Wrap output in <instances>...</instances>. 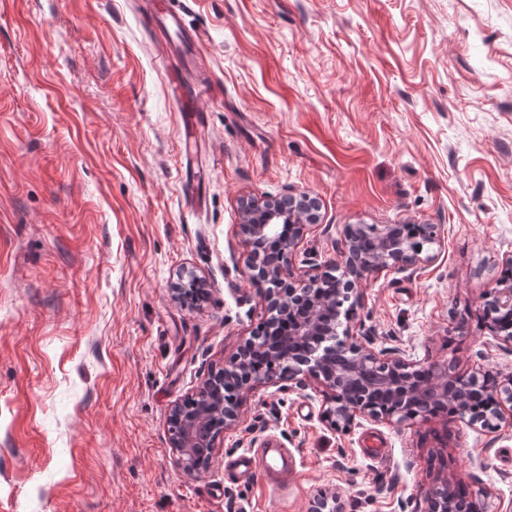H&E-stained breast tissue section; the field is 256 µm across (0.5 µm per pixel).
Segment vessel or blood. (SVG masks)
I'll return each mask as SVG.
<instances>
[{"label": "vessel or blood", "instance_id": "b4317fda", "mask_svg": "<svg viewBox=\"0 0 512 512\" xmlns=\"http://www.w3.org/2000/svg\"><path fill=\"white\" fill-rule=\"evenodd\" d=\"M148 17L150 24L159 30L165 40V53L160 58L162 66L177 64L180 69L193 73L197 83L207 84L209 74L202 60L205 32L188 27L183 11L176 8L172 0H152ZM177 103L180 110L187 113L191 123L189 135L182 144L183 153L189 158L196 149L201 114L195 97L188 91L179 92ZM235 464L240 474L260 480L273 489L286 487L296 472L295 458L273 440L267 441L261 448L241 455Z\"/></svg>", "mask_w": 512, "mask_h": 512}]
</instances>
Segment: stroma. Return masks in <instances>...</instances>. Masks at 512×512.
<instances>
[{"label":"stroma","mask_w":512,"mask_h":512,"mask_svg":"<svg viewBox=\"0 0 512 512\" xmlns=\"http://www.w3.org/2000/svg\"><path fill=\"white\" fill-rule=\"evenodd\" d=\"M205 31V163L144 0H0V512H423L466 486L512 512V424L324 417L322 387H260L185 476L169 412L266 318L241 202L321 203L295 270L340 258L347 224H436L432 262L368 277L353 323L374 350L512 376L484 295L512 257V0H174ZM209 282L172 300L182 267ZM276 437L275 490L230 463ZM420 495L428 512H478L482 509L475 498L467 496L461 500L455 496L447 478L420 488Z\"/></svg>","instance_id":"35a3bbf8"}]
</instances>
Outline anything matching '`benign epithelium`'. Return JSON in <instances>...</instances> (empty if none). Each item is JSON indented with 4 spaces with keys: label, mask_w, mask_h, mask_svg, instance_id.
<instances>
[{
    "label": "benign epithelium",
    "mask_w": 512,
    "mask_h": 512,
    "mask_svg": "<svg viewBox=\"0 0 512 512\" xmlns=\"http://www.w3.org/2000/svg\"><path fill=\"white\" fill-rule=\"evenodd\" d=\"M241 233L249 243L269 237L275 225L286 223L291 232L278 241L267 262L251 264L252 277L267 281L258 289L266 304V319L260 329L244 339L233 360L224 369L206 377L190 399L198 411L185 418L181 405H174L169 420L182 426L171 435L176 463L187 475L202 477L210 468L217 437L208 432L206 421L224 418V429L234 428L241 405L219 400L217 380L230 375L244 394L258 387H281L288 382L299 389L311 379L327 394L326 417L335 428L349 427L360 416L397 424L426 422L439 413L441 405L455 407V414L488 430H497L505 419L504 408L512 411V376L500 381L480 371L462 375L446 361L421 365L406 358L399 349L375 351L361 341L352 319L360 303V287L368 276L384 268H404L429 262L432 246L440 242L439 225H423L424 234L413 237L403 224H347L343 230L341 260L333 293L321 290L328 273L296 276L292 256L304 230L320 220V203L308 193L287 192L280 196L250 201L243 209ZM208 292L205 277L192 268L182 269L170 288L175 301H182L183 285ZM486 317L493 336L512 344V276L506 275L485 299ZM265 355L281 364L284 372L268 379L254 377L250 362ZM490 393L495 404L476 415L471 397ZM426 512H480L475 498L455 496L448 479L420 488ZM308 512H342L334 492L321 491L311 500Z\"/></svg>",
    "instance_id": "obj_1"
}]
</instances>
